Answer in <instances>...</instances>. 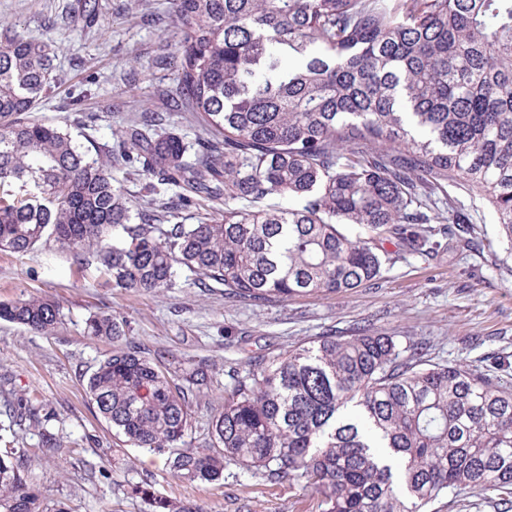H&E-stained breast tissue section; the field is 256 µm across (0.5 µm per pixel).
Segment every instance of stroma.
<instances>
[{
  "label": "stroma",
  "mask_w": 512,
  "mask_h": 512,
  "mask_svg": "<svg viewBox=\"0 0 512 512\" xmlns=\"http://www.w3.org/2000/svg\"><path fill=\"white\" fill-rule=\"evenodd\" d=\"M79 0H0V19L57 47L55 82L28 120L65 126L89 158L111 164L112 181L136 206L164 200L169 224L194 223L197 207H180V188L113 162L117 134L135 116L160 112L165 128L187 146L206 132L179 106L174 70L162 62L183 37L171 0H96L93 21L73 20ZM472 244L442 239L436 252L396 254L380 279L346 295H303L252 304L225 298L223 287L204 288L181 272L159 292L114 287L96 255L82 263L55 247L18 255L0 251V302L48 297L60 305L52 334L0 320V454L27 455L29 479L41 504L67 512H146L129 485L150 480L155 492L203 512H318L317 498L300 484L269 481L236 468L222 481L189 484L163 460L123 442L85 392L88 376L114 344L87 334L93 315L124 322L125 339L171 366L206 363L211 389L194 399L188 445H207L211 419L224 408V373L247 370L258 356H277L324 335L385 333L403 346L421 347L427 359L487 374L512 389V260L498 245L489 206ZM29 408L36 421L6 416ZM51 432L61 445L43 441Z\"/></svg>",
  "instance_id": "35a3bbf8"
}]
</instances>
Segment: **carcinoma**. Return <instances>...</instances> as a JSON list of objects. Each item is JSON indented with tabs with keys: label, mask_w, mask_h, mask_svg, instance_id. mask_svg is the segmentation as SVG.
Masks as SVG:
<instances>
[{
	"label": "carcinoma",
	"mask_w": 512,
	"mask_h": 512,
	"mask_svg": "<svg viewBox=\"0 0 512 512\" xmlns=\"http://www.w3.org/2000/svg\"><path fill=\"white\" fill-rule=\"evenodd\" d=\"M184 28L167 65L211 138L187 147L146 117L122 158L224 201L217 217L161 225L132 209L108 167L61 126L23 118L50 89L55 47L0 23V251L46 238L76 261L96 253L117 288L158 291L185 268L204 287L257 303L347 293L391 255L441 247L435 224H475L492 207L512 258V0H173ZM469 202L441 198L444 185ZM279 197L298 207L263 205ZM240 201L242 207L230 202ZM364 235L351 237L347 227ZM59 303L0 302V320L48 334ZM125 336L116 316L87 322ZM211 443L183 444L205 364L173 370L117 345L87 381L125 442L178 479L216 483L233 465L305 481L319 512H429L463 490L512 501V389L430 363L385 333L321 336L241 374L226 372ZM24 449L0 455V512H39ZM148 512H199L130 486Z\"/></svg>",
	"instance_id": "obj_1"
}]
</instances>
